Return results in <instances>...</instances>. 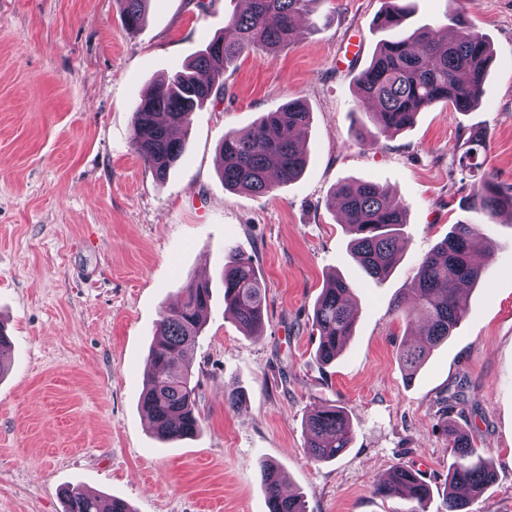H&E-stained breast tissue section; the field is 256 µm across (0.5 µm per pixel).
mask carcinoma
Listing matches in <instances>:
<instances>
[{"mask_svg": "<svg viewBox=\"0 0 512 512\" xmlns=\"http://www.w3.org/2000/svg\"><path fill=\"white\" fill-rule=\"evenodd\" d=\"M148 0H123V21L138 28ZM248 6L234 13L224 27V36L212 39L182 71L141 95L134 107L132 146L159 182L185 153V143L173 130L186 124L188 116L211 98L224 94V71L242 55L265 54L288 45L295 20L311 11L319 0H245ZM410 15L407 0H384L374 25L389 33L378 43L370 64L356 81L358 102L373 105L370 118L380 134L392 137L412 126L419 112L443 103L457 112L477 106L493 54L486 38L462 16L459 0H450L446 18L456 26L450 41L427 25L408 33L404 24ZM309 112L292 101L264 113L247 131L224 133L220 153L224 186L236 191L265 195L276 184L287 183L304 170L307 155L299 141L307 133ZM488 134L472 132L456 149L453 164L463 176L474 177L482 167L480 156ZM333 198L351 235V253L374 279H383L397 262V236L405 223L404 207L392 200L385 188L371 181L343 182ZM464 209L484 221L512 210V187H504L488 175L475 180ZM478 252L490 257L493 246L481 235L479 225L460 221L420 262L413 282L414 303L401 310L409 319L423 323L426 340L405 343L399 359L414 375L431 349L452 334L465 313L458 295L460 285L477 282L483 267L475 262ZM352 286L339 276L332 278L316 300L313 324L319 331L317 355L328 364L343 351L353 335L356 317L347 295ZM211 291L206 282L191 281L182 299L165 308L158 337L146 362L141 407L157 437L172 442L194 436L202 419L192 385L193 363L189 353L201 334L203 312ZM265 289L252 260L234 250L224 262V311L248 333L263 325ZM306 448L316 461L340 456L352 441V430L343 408L334 404L312 411L306 418ZM453 462L448 469V512H469L470 505L496 479L486 451L476 448L469 436L452 424L444 426ZM280 468L265 466L262 481L270 512H305L297 496L281 493ZM382 497H395L410 504L405 512H424L428 486L409 469L398 466L377 484ZM64 512H134L120 498L101 507V498L89 496L80 486L65 491Z\"/></svg>", "mask_w": 512, "mask_h": 512, "instance_id": "obj_1", "label": "carcinoma"}]
</instances>
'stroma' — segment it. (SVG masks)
<instances>
[{"instance_id": "35a3bbf8", "label": "stroma", "mask_w": 512, "mask_h": 512, "mask_svg": "<svg viewBox=\"0 0 512 512\" xmlns=\"http://www.w3.org/2000/svg\"><path fill=\"white\" fill-rule=\"evenodd\" d=\"M383 0H320L274 54L242 56L224 96L192 112L187 149L157 182L131 144L148 88L223 35L239 0H149L143 25L121 0H0V512H63L70 484L134 512H269L262 463H277L306 512H404L375 492L398 465L446 512L457 421L485 448L495 482L471 512H512V215L483 224L495 253L463 290L465 316L414 377L399 361L420 325L411 303L421 258L469 219L452 159L460 137L489 135L482 170L512 186V0H464L494 58L479 106L438 104L386 138L356 98L381 38ZM292 100L310 113L305 172L267 195L225 188L219 145ZM343 181H372L405 208L397 262L382 280L349 252L333 203ZM250 257L266 289L264 325L246 335L224 313V255ZM353 287V336L316 355L313 309L331 276ZM212 299L192 351L202 418L194 437L158 440L139 406L146 357L166 306L189 281ZM243 391L242 404L225 396ZM334 404L353 439L311 459L305 418Z\"/></svg>"}]
</instances>
